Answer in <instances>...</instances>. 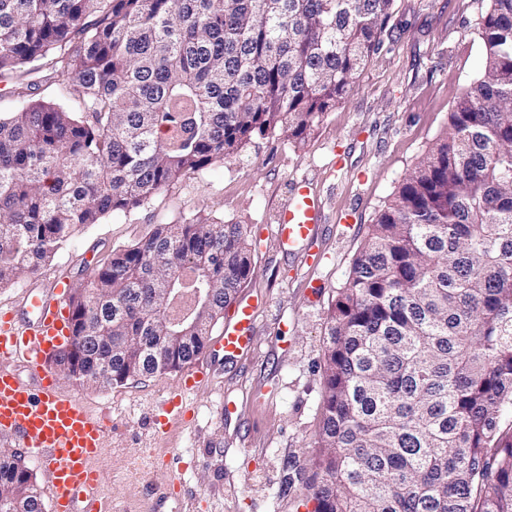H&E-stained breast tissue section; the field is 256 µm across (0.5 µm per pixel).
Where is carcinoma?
<instances>
[{"label":"carcinoma","instance_id":"carcinoma-1","mask_svg":"<svg viewBox=\"0 0 512 512\" xmlns=\"http://www.w3.org/2000/svg\"><path fill=\"white\" fill-rule=\"evenodd\" d=\"M395 0H0V285L280 129L304 140L383 46ZM480 76L368 226L327 317L314 512H512V0ZM39 76L55 89L35 98ZM208 317L171 342L160 286ZM252 273L247 228L157 224L72 290L62 372L121 386L179 370ZM0 500L46 512L0 444Z\"/></svg>","mask_w":512,"mask_h":512}]
</instances>
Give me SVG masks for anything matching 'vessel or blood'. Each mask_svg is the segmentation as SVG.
Here are the masks:
<instances>
[{
	"label": "vessel or blood",
	"mask_w": 512,
	"mask_h": 512,
	"mask_svg": "<svg viewBox=\"0 0 512 512\" xmlns=\"http://www.w3.org/2000/svg\"><path fill=\"white\" fill-rule=\"evenodd\" d=\"M324 220L320 192L314 181L292 186L291 199L280 211L272 237L280 251L305 255L311 251ZM71 285L61 278L43 279L26 288L14 307H0V441L22 449L45 466L44 491L53 512H111L97 494L101 481L92 461L101 452L109 420L92 414L80 397L59 392L50 359L72 336ZM265 305L261 296L241 297L212 347L234 363L256 348L257 318ZM209 362L184 371L178 386L159 405L155 422L168 426L183 420L188 403L205 377Z\"/></svg>",
	"instance_id": "vessel-or-blood-1"
}]
</instances>
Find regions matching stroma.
<instances>
[{
  "mask_svg": "<svg viewBox=\"0 0 512 512\" xmlns=\"http://www.w3.org/2000/svg\"><path fill=\"white\" fill-rule=\"evenodd\" d=\"M489 6L396 0L380 54L304 144L280 133L256 141L240 159L170 184L126 217L80 229L39 269L37 276L75 285L154 225L206 215L246 225L252 243L254 271L243 291L266 298L257 348L238 365H217L189 420L164 432L154 425L179 372L112 388H84L58 375L60 391L82 396L112 420L93 462L112 512H295L315 479L328 309L368 225L444 135L455 99L478 77L477 23ZM304 177L319 184L325 217L313 265L283 254L269 235L293 182ZM228 399L239 404L229 419L222 412Z\"/></svg>",
  "mask_w": 512,
  "mask_h": 512,
  "instance_id": "35a3bbf8",
  "label": "stroma"
}]
</instances>
